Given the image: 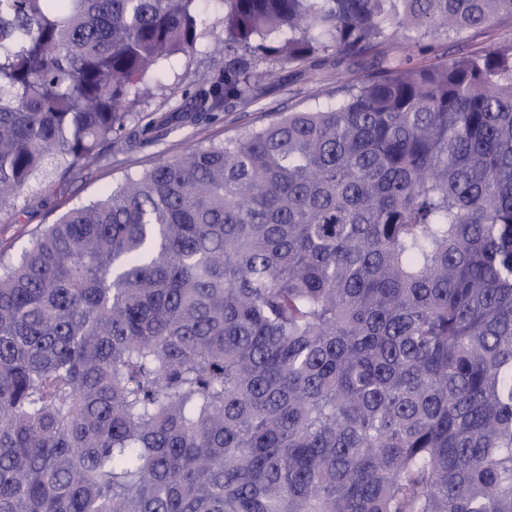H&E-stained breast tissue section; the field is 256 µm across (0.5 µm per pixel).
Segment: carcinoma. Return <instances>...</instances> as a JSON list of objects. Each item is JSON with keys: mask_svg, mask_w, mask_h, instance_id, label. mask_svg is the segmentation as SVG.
I'll list each match as a JSON object with an SVG mask.
<instances>
[{"mask_svg": "<svg viewBox=\"0 0 512 512\" xmlns=\"http://www.w3.org/2000/svg\"><path fill=\"white\" fill-rule=\"evenodd\" d=\"M198 0H0V205L112 146ZM336 103L127 176L0 258V512H512V0H218ZM489 45H512V20L496 19L483 27L471 30L463 35L460 43L446 40L444 37L425 39L414 48L411 64L424 65L456 53L478 51Z\"/></svg>", "mask_w": 512, "mask_h": 512, "instance_id": "cac0c4a2", "label": "carcinoma"}]
</instances>
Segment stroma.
<instances>
[{"mask_svg": "<svg viewBox=\"0 0 512 512\" xmlns=\"http://www.w3.org/2000/svg\"><path fill=\"white\" fill-rule=\"evenodd\" d=\"M201 36L191 54H180L152 74V96L141 98L112 147L99 163L64 181H31L11 204L0 206V255H16L42 225L69 209L99 198L125 175H135L164 159L201 144L219 143L267 125L280 113L325 104L336 98V75L363 78L367 63L336 55L300 67L265 57L258 67L261 96L232 110L200 111L197 94L224 82V56L215 51L214 34L222 30L221 5L199 0ZM512 45V20H494L464 34L462 42L428 38L415 48L411 61L424 65L486 46Z\"/></svg>", "mask_w": 512, "mask_h": 512, "instance_id": "stroma-1", "label": "stroma"}]
</instances>
